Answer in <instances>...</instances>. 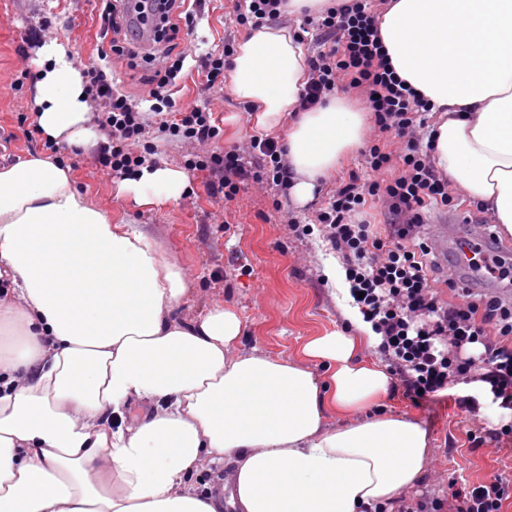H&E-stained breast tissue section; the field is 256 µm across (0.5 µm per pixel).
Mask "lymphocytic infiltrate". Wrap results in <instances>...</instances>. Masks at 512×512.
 <instances>
[{
    "instance_id": "lymphocytic-infiltrate-1",
    "label": "lymphocytic infiltrate",
    "mask_w": 512,
    "mask_h": 512,
    "mask_svg": "<svg viewBox=\"0 0 512 512\" xmlns=\"http://www.w3.org/2000/svg\"><path fill=\"white\" fill-rule=\"evenodd\" d=\"M150 2L152 29L144 41L129 18L128 0H107L100 18L110 36L108 48L81 68L106 134L100 165L111 179L124 180L154 161L158 147L153 136L168 135L201 146L187 165L208 172L210 194L225 202L252 186L288 192L291 171L277 140L254 135L247 147L219 149L224 131L208 103L177 104L178 75L193 56L188 37L196 16L187 0ZM314 22L330 46L308 61L310 80L299 96V110L325 104L341 85L360 93L379 132L394 133L405 142L396 155L371 145L366 156L370 178L350 176L317 215L323 238L345 265L354 305L381 334L379 350L414 403L436 400L440 392L469 378L489 384L501 407L511 408L512 299L480 297L452 279L448 287L458 299L443 300L430 275L436 264L432 247L419 235L425 209L450 203L448 181L431 160L430 102L392 67L378 32L376 0H344L315 15ZM115 56L143 63L144 100L131 98L113 81ZM393 166L397 174L387 176ZM372 199L384 206V227L356 219ZM477 343L483 354H468V346ZM456 404L473 419L467 431L472 449L491 441L497 451L512 450V425L486 431L469 400L460 398ZM450 489L447 501H420L401 512H503L512 499V487L498 478L478 486L454 482Z\"/></svg>"
}]
</instances>
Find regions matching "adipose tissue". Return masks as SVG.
I'll return each mask as SVG.
<instances>
[{
  "label": "adipose tissue",
  "instance_id": "obj_1",
  "mask_svg": "<svg viewBox=\"0 0 512 512\" xmlns=\"http://www.w3.org/2000/svg\"><path fill=\"white\" fill-rule=\"evenodd\" d=\"M391 65L435 105L436 168L512 236V0H389L378 22ZM32 110L58 146L96 145L79 65L36 47ZM234 95L273 128L289 113L291 194L361 140L342 98L298 112L309 69L301 34L265 23L238 41ZM136 203L178 200L187 174L141 167ZM0 512H393L429 450L416 420L367 409L389 374L327 333L303 362L238 350L241 318L173 312L189 287L147 232L112 223L57 158L0 168ZM325 365L318 376L313 362ZM149 414L126 423L131 404ZM229 470L197 490L200 469Z\"/></svg>",
  "mask_w": 512,
  "mask_h": 512
}]
</instances>
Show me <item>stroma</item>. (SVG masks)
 Here are the masks:
<instances>
[{
	"mask_svg": "<svg viewBox=\"0 0 512 512\" xmlns=\"http://www.w3.org/2000/svg\"><path fill=\"white\" fill-rule=\"evenodd\" d=\"M101 0H0V127L12 140L0 144V167L44 154L43 137L27 139L20 127L31 113L33 85L16 89L18 48L24 38L39 32L44 20L52 22L54 40L67 44L76 60H96L102 47ZM196 35L206 47L222 48L228 35L243 37L244 28L232 24L231 0H205ZM202 77L184 66L177 94L188 104L207 97L222 120L224 146L242 145L259 134L252 113L231 89L202 91ZM75 185L111 217L113 223L144 230L158 242L164 256L176 262L191 291L177 310L179 318L193 321L211 307L233 308L244 322L239 349H257L296 360L311 337L347 327L343 309L350 298L343 286L324 275L336 254L319 233L298 236L289 231L275 209L281 198L274 188H249L232 203L208 194L209 174L189 171L190 190L176 201L137 206L101 171L95 152L60 151ZM363 149L342 158L336 170L315 184L305 204L290 203L301 223L313 224L319 208L350 173H364ZM485 214L463 195H455L447 209L427 215L426 232L443 225L448 235L458 233L460 220L479 221ZM384 410L408 415L422 424L430 438V454L422 482L409 492L411 500L447 499L448 486L458 481L480 485L499 478L512 485V456L484 449L470 451L469 422L448 397L415 405L401 391L390 389Z\"/></svg>",
	"mask_w": 512,
	"mask_h": 512,
	"instance_id": "35a3bbf8",
	"label": "stroma"
}]
</instances>
